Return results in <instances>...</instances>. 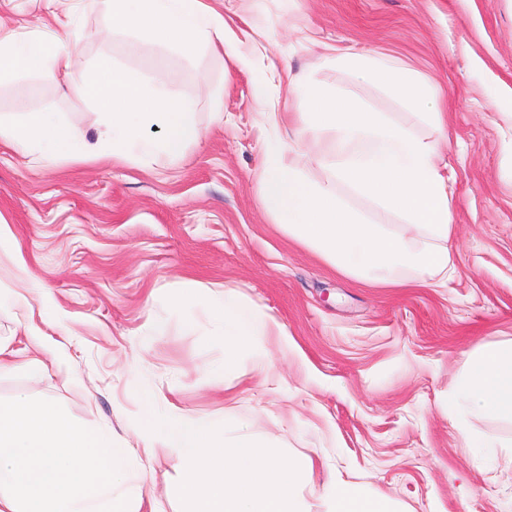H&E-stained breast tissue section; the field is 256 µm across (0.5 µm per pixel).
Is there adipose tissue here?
Masks as SVG:
<instances>
[{
	"instance_id": "obj_1",
	"label": "adipose tissue",
	"mask_w": 512,
	"mask_h": 512,
	"mask_svg": "<svg viewBox=\"0 0 512 512\" xmlns=\"http://www.w3.org/2000/svg\"><path fill=\"white\" fill-rule=\"evenodd\" d=\"M111 2L114 29L150 33L185 53H236L223 15L207 0ZM347 61L356 75L403 100L418 122L446 130L444 113L433 108L434 89L416 71L381 55L355 54ZM17 71L73 77L74 91L102 114L100 141L114 161L141 164L160 155L175 161L201 138L190 103L112 59L102 57L82 68L52 38L0 29V76ZM303 96L306 108L293 125H286L280 112L260 115L265 139L256 186L271 223L347 277L378 286L395 284L405 271L447 280L453 211L448 179L438 164V142L369 108L353 92L311 84ZM154 122L163 125L162 136L145 134ZM308 137L324 178H311L294 161ZM0 142L21 148L36 164L73 155L76 131L55 113L25 112L16 121L0 120ZM351 195L398 218L400 228L362 217L349 205ZM209 309L223 322L224 346L230 350L253 346L276 327L256 304L231 290L213 298ZM467 363L461 399L479 412L512 421V346L478 347Z\"/></svg>"
}]
</instances>
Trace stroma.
Listing matches in <instances>:
<instances>
[{"mask_svg":"<svg viewBox=\"0 0 512 512\" xmlns=\"http://www.w3.org/2000/svg\"><path fill=\"white\" fill-rule=\"evenodd\" d=\"M235 35L237 57L168 50L148 34L103 37L105 0H0V25L54 33L90 64L103 56L194 102L200 141L182 160L149 164L50 160L35 166L0 143V221L16 254L0 253V357L39 360L0 376V400L63 406L133 448L121 493L128 512H183L185 470L135 427L143 395L159 409L246 426L312 467L299 488L307 512H329L334 485L384 499L392 512H512V422L454 410L467 355L512 342V0H210ZM277 43L268 57L254 46ZM139 44L136 54L128 42ZM340 54L379 52L438 88L448 130L453 272L442 285L375 288L336 272L288 239L262 211L261 107L254 85L277 68L289 83L354 91L404 118L397 98L358 79ZM220 88L223 122L209 87ZM56 112L82 146L100 115L66 77L0 78V117ZM193 297H186V287ZM233 289L283 325L236 352L223 371V326L205 302ZM166 332L152 336L155 321ZM44 336L34 341L29 326ZM497 443L494 456L475 443Z\"/></svg>","mask_w":512,"mask_h":512,"instance_id":"35a3bbf8","label":"stroma"}]
</instances>
